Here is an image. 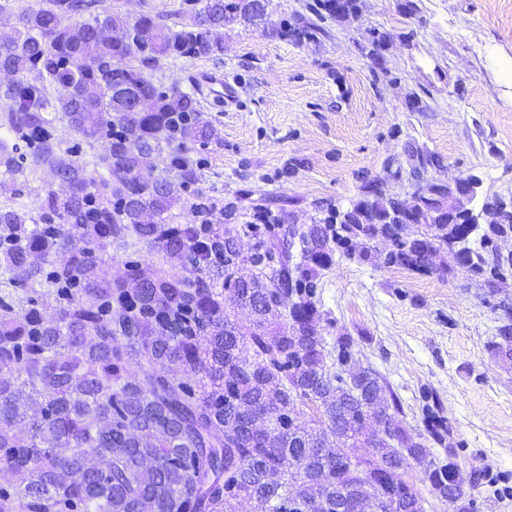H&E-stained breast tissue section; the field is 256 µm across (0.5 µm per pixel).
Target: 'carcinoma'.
<instances>
[{"instance_id":"carcinoma-1","label":"carcinoma","mask_w":512,"mask_h":512,"mask_svg":"<svg viewBox=\"0 0 512 512\" xmlns=\"http://www.w3.org/2000/svg\"><path fill=\"white\" fill-rule=\"evenodd\" d=\"M271 0H182L192 23L175 30L159 15L129 20L97 0H41L0 39L5 128L48 163L63 186L42 209L57 224H26L0 208V512H425L406 479L413 459L456 512H478L460 489L465 475L447 442L437 396L423 392L425 433L399 418L400 400L361 365L355 342H327L318 288L335 256L372 258L382 237L387 264L431 275L428 254L464 243L462 268L495 292L512 278V257L492 255L512 223L375 224L397 199L363 187L340 224L317 221L285 237V207L261 210L263 225L173 224L193 173L169 155L172 177L142 181L143 158L176 140L208 142L196 91L157 88L146 71L171 57L224 54V27L262 22L295 43L326 35L325 21L356 14L357 0H314L294 23L269 21ZM37 72L41 82L28 81ZM59 85L66 93L53 96ZM54 113L81 141L100 144L95 170L72 159L52 133ZM419 168L440 157L408 149ZM257 240L251 255L236 248ZM139 244L159 255L148 275ZM126 252L123 270L100 278L105 256ZM193 277L183 275L186 269ZM56 313L48 317L43 297ZM245 310L247 326L227 308ZM512 362V334L489 344ZM316 410L313 426L298 404ZM26 433L17 431V426ZM445 446L434 454L424 436Z\"/></svg>"}]
</instances>
